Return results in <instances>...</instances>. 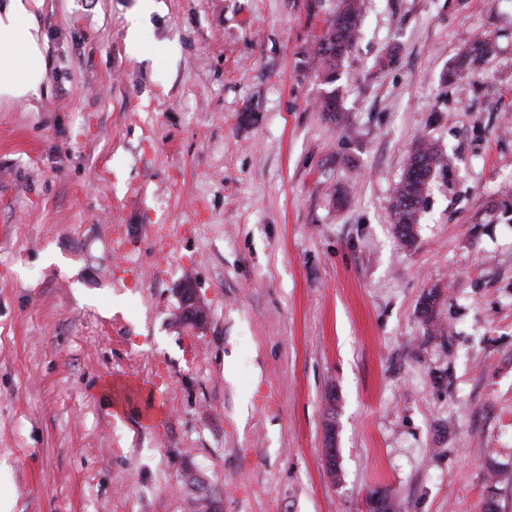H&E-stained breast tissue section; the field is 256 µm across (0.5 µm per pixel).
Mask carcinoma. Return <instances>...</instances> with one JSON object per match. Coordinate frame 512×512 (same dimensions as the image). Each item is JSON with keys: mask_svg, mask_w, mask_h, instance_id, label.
Instances as JSON below:
<instances>
[{"mask_svg": "<svg viewBox=\"0 0 512 512\" xmlns=\"http://www.w3.org/2000/svg\"><path fill=\"white\" fill-rule=\"evenodd\" d=\"M361 7L359 0H341L338 14L328 23L314 50L320 58L325 83L333 85L344 58L358 39L361 27ZM493 52V42L483 38L471 44L448 70V80L452 81L462 72L480 64ZM438 169V157L434 147L425 141L419 143L412 152L402 180L396 188L390 204V216L397 235L407 245L415 241V226L424 208L431 179Z\"/></svg>", "mask_w": 512, "mask_h": 512, "instance_id": "obj_1", "label": "carcinoma"}]
</instances>
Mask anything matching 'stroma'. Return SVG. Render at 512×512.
<instances>
[{"label":"stroma","instance_id":"35a3bbf8","mask_svg":"<svg viewBox=\"0 0 512 512\" xmlns=\"http://www.w3.org/2000/svg\"><path fill=\"white\" fill-rule=\"evenodd\" d=\"M339 3L155 0L133 55L139 0H43L49 89L0 107L13 512H190V469L224 512H512V0H361L331 116ZM187 278L200 327L173 321ZM153 1L154 0H143L140 14L131 19V24L127 32V44L133 52H137L141 49L143 20L153 8ZM361 17L358 0H342L320 37L314 55L320 58L326 84L334 85L337 81L339 67L358 39ZM493 42L490 38L476 40L467 51L458 59L455 66L448 70V81L457 78L463 71H468L484 61L493 52ZM438 162L434 147L428 142L421 141L410 155L403 178L392 196V224L406 245H412L416 239L415 226L426 204L431 181L437 173Z\"/></svg>","mask_w":512,"mask_h":512}]
</instances>
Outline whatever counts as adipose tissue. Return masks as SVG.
<instances>
[{
    "label": "adipose tissue",
    "instance_id": "obj_1",
    "mask_svg": "<svg viewBox=\"0 0 512 512\" xmlns=\"http://www.w3.org/2000/svg\"><path fill=\"white\" fill-rule=\"evenodd\" d=\"M43 0H0V104L35 101L48 86L45 41L38 24Z\"/></svg>",
    "mask_w": 512,
    "mask_h": 512
}]
</instances>
